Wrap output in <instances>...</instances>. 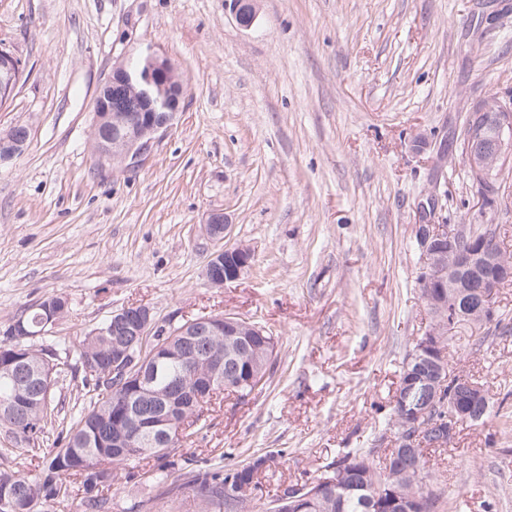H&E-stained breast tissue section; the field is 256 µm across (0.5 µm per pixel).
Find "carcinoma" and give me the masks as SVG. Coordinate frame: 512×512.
<instances>
[{
    "mask_svg": "<svg viewBox=\"0 0 512 512\" xmlns=\"http://www.w3.org/2000/svg\"><path fill=\"white\" fill-rule=\"evenodd\" d=\"M110 105L129 114L141 107L137 97L124 89L115 90ZM44 306L43 302L31 306L17 318L33 333L32 337L0 343V350L5 348L9 351L14 345H21L20 368L27 370L21 376L0 371V430L16 446L21 443L38 444L45 434L53 430L59 414L54 396H46L47 384L42 374L33 372V369L47 368L53 382L71 369L68 358L54 357L48 354L49 347L37 344V340L47 338L54 327L52 323H43ZM162 332L163 329L157 328L142 338L128 335L126 329L118 325L105 336L91 331L79 342L77 364L83 373L85 393L69 427L59 432L61 447L50 449L48 459L35 475L7 464L0 467V495L12 496L15 512H42L48 501L76 491L81 492L86 512H110L112 502L102 495V490L112 485L116 473L110 467L101 466V461L120 465L169 455L172 446H146L134 428L122 447H112V429L123 422L125 400L130 391L125 384L112 389L110 376L114 342L126 343L143 355L146 383L141 385L137 401L144 409L153 407L155 396L174 392L197 375L199 366L182 359L181 337L164 336ZM259 368L260 362L244 359L238 377L228 381L229 388L243 396L251 393L256 384L248 383L245 371ZM373 452L372 448H356L336 455L324 468L349 463L367 471L369 467L365 462ZM273 461L274 455L265 452L254 454L241 463L197 469L190 472L184 486L194 497L210 505L214 512H225L224 474L233 471L253 480L269 469ZM377 482L379 478L371 473L367 488L334 500H317L305 512H367L366 502L372 494L373 484Z\"/></svg>",
    "mask_w": 512,
    "mask_h": 512,
    "instance_id": "1",
    "label": "carcinoma"
}]
</instances>
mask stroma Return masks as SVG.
Here are the masks:
<instances>
[{"instance_id": "stroma-1", "label": "stroma", "mask_w": 512, "mask_h": 512, "mask_svg": "<svg viewBox=\"0 0 512 512\" xmlns=\"http://www.w3.org/2000/svg\"><path fill=\"white\" fill-rule=\"evenodd\" d=\"M147 46L186 89L173 127L116 170L93 147L94 98ZM1 48L22 75L0 133L30 137L0 164V342L56 294L69 313L51 342L71 352L131 305L163 328L262 322L277 341L265 382L214 395L170 454L197 469L278 451L262 503L338 452L390 446L403 361L432 322L415 237L428 192L433 223L499 225L512 251V167L488 199L461 150L474 103L512 99V0H259L247 30L224 0H0ZM213 210L254 250L220 288L205 276ZM497 307L506 337L475 352L486 330L462 325L449 341L492 411L429 451L436 512H512V283ZM155 465L118 466L112 512H209L164 496Z\"/></svg>"}]
</instances>
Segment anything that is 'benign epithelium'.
Segmentation results:
<instances>
[{
  "label": "benign epithelium",
  "instance_id": "benign-epithelium-1",
  "mask_svg": "<svg viewBox=\"0 0 512 512\" xmlns=\"http://www.w3.org/2000/svg\"><path fill=\"white\" fill-rule=\"evenodd\" d=\"M224 6L240 27L249 29L255 23L257 0H224ZM170 66L165 55L149 47L141 55L112 67V74L100 86L94 100L96 120L92 138L103 158L120 167L133 165L159 135L171 128L179 110V99L172 94ZM19 70L17 58L1 51L0 88L11 91ZM117 86L139 97L144 111L138 118L109 109V91ZM463 148L468 166L478 177L487 182L497 179V174L512 161V105L499 101L477 104L470 113ZM203 227L206 235L217 242L231 235L232 225L224 222L222 211L210 212ZM415 228L423 262L421 280L426 288L425 299L436 316L408 358L410 369L397 402L399 433L382 465L389 480L396 477L395 468L400 459L415 454L424 433L440 426L438 412H444L450 425L456 421L478 422L485 415L484 392L472 379L451 369L444 339L463 317L475 323L483 320L487 310L495 306L496 287L512 280V265L500 260L479 233L468 234L469 249L463 252L454 235L439 234V225L424 223ZM252 259L253 251L247 244L222 247L213 254L206 276L217 287L234 282L248 271ZM480 267L487 269L488 275L482 278L481 287L472 291L461 273ZM471 293L478 296L477 306L467 308L463 314L449 309L451 298ZM187 324L192 326L195 336L224 334V361H204L207 386L203 388L192 381L179 390L199 400L201 394L211 393L213 386H223L224 372L239 369L240 358L254 349L252 337L262 335V331L249 319L223 315L197 317ZM141 364L142 360L120 351L117 361L112 363V372L135 371ZM425 471L424 462L417 461L415 473L407 476L408 490L392 493L382 503L387 512H417L422 502L417 486ZM356 488L353 473L336 469L308 485L288 486V493L270 503L267 512H282L288 507L294 512H305L311 502L330 492L339 496ZM224 494L227 501L239 502L253 499L256 491L253 484L240 483L231 477L224 483Z\"/></svg>",
  "mask_w": 512,
  "mask_h": 512
}]
</instances>
